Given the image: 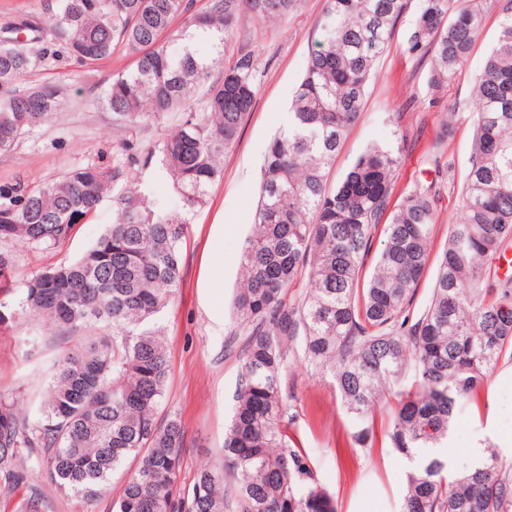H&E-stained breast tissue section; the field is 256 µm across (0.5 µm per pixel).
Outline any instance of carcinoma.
I'll return each instance as SVG.
<instances>
[{"instance_id": "1", "label": "carcinoma", "mask_w": 512, "mask_h": 512, "mask_svg": "<svg viewBox=\"0 0 512 512\" xmlns=\"http://www.w3.org/2000/svg\"><path fill=\"white\" fill-rule=\"evenodd\" d=\"M299 0H43V15L0 27V154L68 104L59 86L27 87L24 77L69 58L81 66L131 56L112 75L102 102L135 128L170 112L182 124L148 151L179 195L167 209L148 200L132 174L134 144L121 143L110 166L90 164L54 180L15 176L0 182V243L48 250L68 240L79 220L112 197L113 220L72 264L25 283V297L3 299L13 263L0 251L1 310L18 307L53 326L98 322L55 362L40 414L19 408L0 388V493L9 496L33 471L55 491L93 501L129 459L112 512H336L305 452L283 424L295 396L283 368L296 341L315 371L331 376L365 442L382 403L395 404L387 437L408 457L402 512H512V464L485 447L464 470L448 468L460 405L512 362V275L489 265L512 242V0H498L496 43L474 86L470 169L461 220L448 225L426 306H413L430 267L436 230V183H416L390 205L398 157L372 144L333 185L336 150L362 111L374 65L407 0H328L314 47L294 94L287 125L270 141L251 233L241 255L232 306L246 332L235 408L224 437V465L200 471L174 495L183 442L181 420L160 419L168 375L165 338L155 319L180 285L186 214L203 205L224 154L238 142L253 109L259 70L250 53L224 52L238 17L272 21ZM421 0L409 51L431 56L438 89L466 63L483 10ZM211 56L202 58L198 44ZM207 87L203 111L189 100ZM384 244L361 279L375 233ZM305 280L304 292L288 289ZM41 495L13 512H42Z\"/></svg>"}]
</instances>
